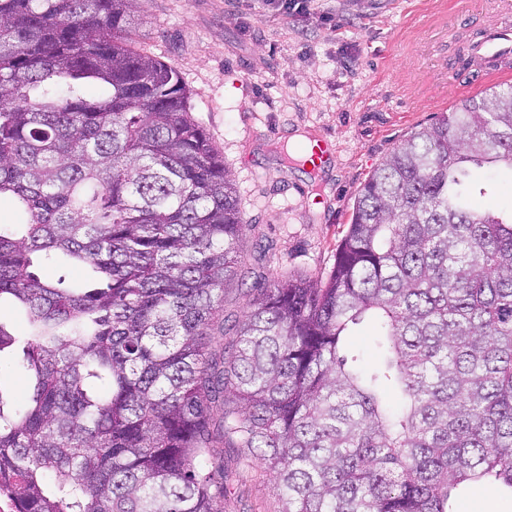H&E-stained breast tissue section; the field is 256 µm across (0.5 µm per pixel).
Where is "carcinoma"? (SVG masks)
Instances as JSON below:
<instances>
[{
  "mask_svg": "<svg viewBox=\"0 0 512 512\" xmlns=\"http://www.w3.org/2000/svg\"><path fill=\"white\" fill-rule=\"evenodd\" d=\"M144 7L0 0V199L23 215L0 226V298L31 327L0 325V352L23 342L32 381L20 407L0 393V492L18 512H218L219 444L264 462L282 512L512 491V214L468 203L471 169H512V85L405 139L327 281L257 289L221 355L245 224L177 70L129 45ZM366 319L372 368L346 343Z\"/></svg>",
  "mask_w": 512,
  "mask_h": 512,
  "instance_id": "obj_1",
  "label": "carcinoma"
}]
</instances>
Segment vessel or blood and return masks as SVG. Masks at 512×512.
Masks as SVG:
<instances>
[{
    "instance_id": "obj_1",
    "label": "vessel or blood",
    "mask_w": 512,
    "mask_h": 512,
    "mask_svg": "<svg viewBox=\"0 0 512 512\" xmlns=\"http://www.w3.org/2000/svg\"><path fill=\"white\" fill-rule=\"evenodd\" d=\"M469 54L481 63L483 81L512 77V7L503 6L497 21L470 45Z\"/></svg>"
}]
</instances>
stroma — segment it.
I'll return each mask as SVG.
<instances>
[{
  "mask_svg": "<svg viewBox=\"0 0 512 512\" xmlns=\"http://www.w3.org/2000/svg\"><path fill=\"white\" fill-rule=\"evenodd\" d=\"M493 0H321L316 15L255 14L249 0H147L131 47L173 65L190 113L229 169L247 233L249 278L224 284L211 344L224 351L254 281L324 280L359 189L401 142L465 98L464 48ZM300 133L333 145L310 172L285 154ZM473 207L512 211V170L479 171ZM21 350L0 352V394L21 405L31 381ZM230 479L222 512H280L266 467L224 451ZM453 512H512V496L473 485Z\"/></svg>",
  "mask_w": 512,
  "mask_h": 512,
  "instance_id": "1",
  "label": "stroma"
}]
</instances>
